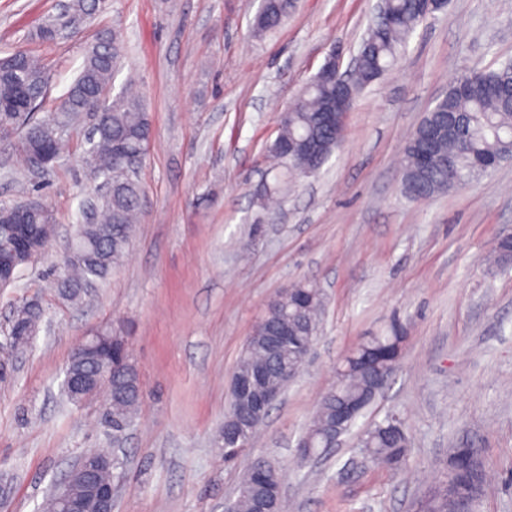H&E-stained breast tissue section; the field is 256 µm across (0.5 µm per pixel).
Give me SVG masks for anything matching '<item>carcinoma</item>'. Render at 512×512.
Wrapping results in <instances>:
<instances>
[{"mask_svg":"<svg viewBox=\"0 0 512 512\" xmlns=\"http://www.w3.org/2000/svg\"><path fill=\"white\" fill-rule=\"evenodd\" d=\"M416 0H387L384 16L374 18L360 44L358 61L352 82L361 91L389 72L403 50L415 24ZM294 3L290 0H268L264 10L253 21V30L263 34L279 27L287 18ZM95 10L93 0H71L66 14L41 24L39 37L47 42L55 40L61 28L74 31L91 17ZM123 58V45L117 32L105 31L88 51L81 70L64 97L63 110H52L36 119L41 107L49 77L46 68L24 51H14L0 58V130L21 131L20 147L24 158L37 152L59 161L66 153L68 132L76 118L93 106L106 112L105 122L97 127V138L90 140L83 161L96 178L112 182V192L97 199L93 218L78 226L72 241L75 258L64 260L57 278L64 279L75 300L104 281L123 261L129 248L133 227L137 221L143 187L134 172L119 166L117 157L123 150L135 154L146 147L151 138L147 112L141 100L127 90L105 100L104 93L111 88ZM512 78V63L505 62L494 71H473L458 77L445 96L422 118L423 124L441 120V113L451 112L460 120L463 138L456 133L443 134L434 148L432 165L424 172L417 166L413 147L419 133L404 147L401 160L402 184L405 193L413 199H426L451 190L448 182V160H453L457 179L471 181L472 165L482 162L485 172L496 169L512 159V106L502 97L484 90L486 86L502 87ZM336 94V87L318 70L308 79L297 98L288 106L292 112L288 124L278 128V135L270 146V157L276 164L301 175L320 170L338 147L337 140L344 129H329L321 125L324 112ZM11 202H0V235H13L15 240L39 236L41 225L56 223L49 209L31 215L25 224L11 223ZM320 309H304L293 296L282 294L270 305L263 320H286L290 331L288 347L274 367L299 364L301 349L308 343L306 326L318 324ZM41 313L21 308L13 323L19 335L40 319ZM404 329L393 322L383 333L366 336L350 351L337 368V382L310 423L307 438V457L326 452L328 425L336 408L344 403L362 399L371 389L375 378L387 379L393 369L394 353L403 347ZM267 362L265 352L257 346H244L235 369L246 374L259 363ZM142 399V391L131 374L112 365V411L119 419L133 416ZM256 432L238 446L224 449V462L244 461L243 475L260 469L264 459L246 457ZM368 457L377 467L399 468L406 463V434L402 422L391 415L364 438ZM477 498L468 503L459 501L448 491V483L434 487L421 501L416 512H475Z\"/></svg>","mask_w":512,"mask_h":512,"instance_id":"obj_1","label":"carcinoma"}]
</instances>
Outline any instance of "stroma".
<instances>
[{"mask_svg": "<svg viewBox=\"0 0 512 512\" xmlns=\"http://www.w3.org/2000/svg\"><path fill=\"white\" fill-rule=\"evenodd\" d=\"M375 0H297L273 32L260 0H99L78 36L39 41L61 0H0V52L48 64L59 102L102 31L125 59L115 87L142 97L152 139L138 168L140 224L119 268L81 303L47 285L83 221L95 182L82 161L90 118L41 190L0 140V201L36 197L59 225L48 251L0 288V341L37 300L36 336L0 381V512H40L77 459L112 448L122 463L113 512H224L242 467L215 445L243 346L270 302L306 283L323 297L319 340L273 406L250 453L280 471L288 512H414L457 448L484 472L476 512H512V270L494 261L512 231V162L465 188L406 196L397 162L434 100L469 71L512 59V0H450L409 38L395 67L356 98L341 145L316 174L270 168L276 116L332 47L357 54ZM399 320L403 354L336 448L301 462L297 444L336 365ZM128 338L143 399L120 437L101 401L61 393L75 347L96 330ZM407 464L381 469L363 439L388 415Z\"/></svg>", "mask_w": 512, "mask_h": 512, "instance_id": "1", "label": "stroma"}]
</instances>
